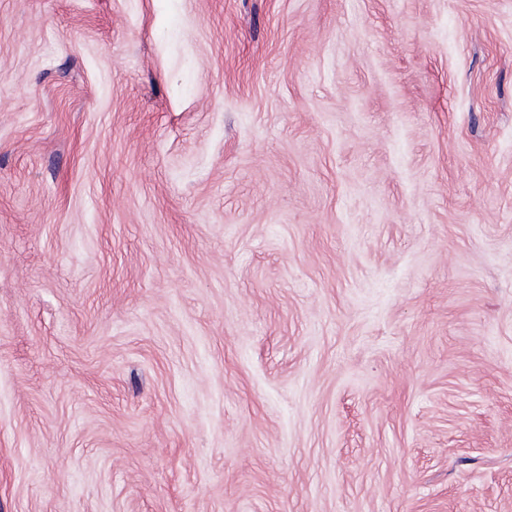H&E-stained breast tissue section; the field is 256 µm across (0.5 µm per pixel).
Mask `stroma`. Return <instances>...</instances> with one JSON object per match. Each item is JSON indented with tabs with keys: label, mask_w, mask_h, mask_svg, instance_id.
Masks as SVG:
<instances>
[{
	"label": "stroma",
	"mask_w": 512,
	"mask_h": 512,
	"mask_svg": "<svg viewBox=\"0 0 512 512\" xmlns=\"http://www.w3.org/2000/svg\"><path fill=\"white\" fill-rule=\"evenodd\" d=\"M0 512H512V0H0Z\"/></svg>",
	"instance_id": "35a3bbf8"
}]
</instances>
